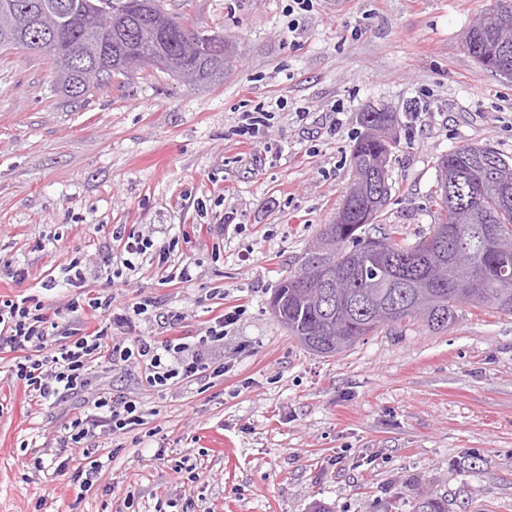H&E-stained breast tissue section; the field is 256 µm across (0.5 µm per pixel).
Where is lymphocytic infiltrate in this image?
I'll return each instance as SVG.
<instances>
[{
    "label": "lymphocytic infiltrate",
    "mask_w": 512,
    "mask_h": 512,
    "mask_svg": "<svg viewBox=\"0 0 512 512\" xmlns=\"http://www.w3.org/2000/svg\"><path fill=\"white\" fill-rule=\"evenodd\" d=\"M112 243L102 251L99 264L121 278L124 270L135 268L140 259L154 257L158 266L167 268V276L181 284L191 283L189 265L171 264V247L155 248L152 240L118 226L110 232ZM116 296L109 291L85 294L70 301V313L90 311L97 318L94 330L81 327L60 328L58 320L43 311L37 298L26 296L0 302V353H19L15 377L37 402L43 403L88 385L93 362L106 359L110 368H142L146 383L154 388L188 383L207 371L223 375V367H211L204 357L206 349L224 340V329L233 324L237 311H228L211 319L195 342L182 337L148 336L136 333L134 319L145 314L153 302L144 299L132 309L118 310ZM66 341L55 344L57 333ZM145 413L136 400L123 395L98 394L88 398L83 414L65 425L59 437L61 447L92 448L98 432H120L143 425Z\"/></svg>",
    "instance_id": "obj_1"
}]
</instances>
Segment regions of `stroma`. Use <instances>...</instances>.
Returning a JSON list of instances; mask_svg holds the SVG:
<instances>
[{"label": "stroma", "mask_w": 512, "mask_h": 512, "mask_svg": "<svg viewBox=\"0 0 512 512\" xmlns=\"http://www.w3.org/2000/svg\"><path fill=\"white\" fill-rule=\"evenodd\" d=\"M163 2L188 28L231 36L223 83L146 69L69 101L47 58L0 52V299L33 294L50 315L108 288L103 271L67 285L68 269L93 266L95 225L123 224L158 246L177 238L172 258L193 275L127 272L117 305L157 302L138 330L165 335L176 309L193 336L222 309L245 311L205 352L221 376L161 390L137 367L93 365L88 392L125 394L147 418L99 435L103 469L86 491L57 469L83 459L56 442L82 395L33 405L14 354H0V512H413L424 489L448 512H512V316L464 304L444 330L389 326L325 358L269 307L342 205L361 112L397 117L383 221L411 243L434 222L438 156L478 145L512 157V76L482 70L465 45L496 0ZM259 109L268 126L239 135ZM11 263L28 279L9 278Z\"/></svg>", "instance_id": "stroma-1"}]
</instances>
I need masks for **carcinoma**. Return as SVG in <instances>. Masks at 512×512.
I'll return each instance as SVG.
<instances>
[{
    "label": "carcinoma",
    "mask_w": 512,
    "mask_h": 512,
    "mask_svg": "<svg viewBox=\"0 0 512 512\" xmlns=\"http://www.w3.org/2000/svg\"><path fill=\"white\" fill-rule=\"evenodd\" d=\"M92 11L99 25L88 30L80 23L81 11ZM64 29L72 47L69 57L48 43ZM181 21L166 12L160 0H0V49H23L47 56L53 65L56 90L71 100L89 94L93 86L82 81L85 68L98 69L96 86L112 82L116 74L151 68L180 78L196 87L224 81V56L229 43L218 32H200L202 39L190 43ZM365 132L352 148V180L345 191L346 212L342 220L324 225L307 249L305 258L320 263V244L332 238L338 268L348 287L331 285L319 289L315 299L301 292L300 271H288L276 288L283 295L280 322L301 345L311 350L328 347L336 339L339 354L364 337L387 325L371 316L372 297L396 314L394 323L417 322L432 331L448 327L461 304L488 307L512 315V160L482 146H465L438 158L434 203L436 222L432 236L446 234L441 249L425 248L427 240L409 243L397 225L380 232L388 256L371 248L370 227L379 223L391 197L392 184L384 163L399 146L393 112L361 113ZM485 225L481 254L471 255L463 243L476 224ZM459 252V261L473 263L479 272V287L464 286L456 270L445 268L438 288L441 305L418 316L412 312V289L399 274L405 266L425 277L448 252ZM414 512H448V500L434 493L418 496Z\"/></svg>",
    "instance_id": "1"
}]
</instances>
